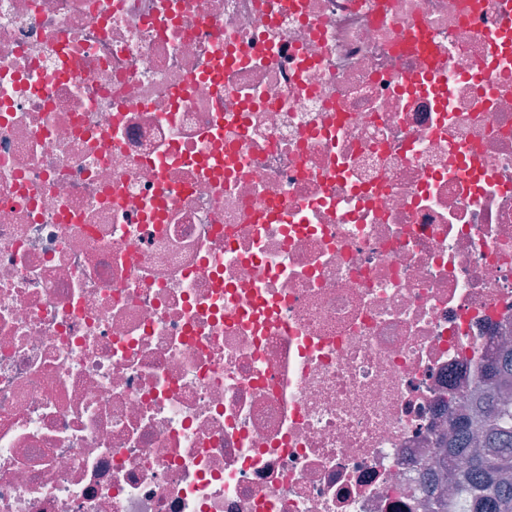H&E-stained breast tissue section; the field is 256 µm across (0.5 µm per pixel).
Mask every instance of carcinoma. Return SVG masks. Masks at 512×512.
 <instances>
[{"label": "carcinoma", "instance_id": "cac0c4a2", "mask_svg": "<svg viewBox=\"0 0 512 512\" xmlns=\"http://www.w3.org/2000/svg\"><path fill=\"white\" fill-rule=\"evenodd\" d=\"M450 448L466 512H512V396L464 416Z\"/></svg>", "mask_w": 512, "mask_h": 512}]
</instances>
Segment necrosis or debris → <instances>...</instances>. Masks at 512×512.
<instances>
[{
  "instance_id": "1",
  "label": "necrosis or debris",
  "mask_w": 512,
  "mask_h": 512,
  "mask_svg": "<svg viewBox=\"0 0 512 512\" xmlns=\"http://www.w3.org/2000/svg\"><path fill=\"white\" fill-rule=\"evenodd\" d=\"M512 342V0H0V512H439Z\"/></svg>"
}]
</instances>
